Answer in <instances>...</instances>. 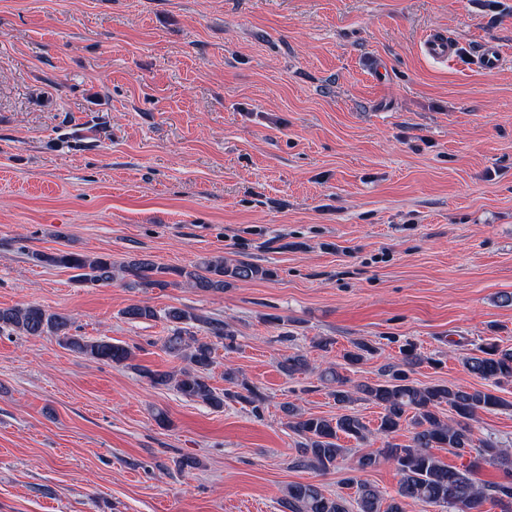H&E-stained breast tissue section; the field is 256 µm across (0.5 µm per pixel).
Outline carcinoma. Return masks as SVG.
Returning a JSON list of instances; mask_svg holds the SVG:
<instances>
[{
  "instance_id": "cac0c4a2",
  "label": "carcinoma",
  "mask_w": 512,
  "mask_h": 512,
  "mask_svg": "<svg viewBox=\"0 0 512 512\" xmlns=\"http://www.w3.org/2000/svg\"><path fill=\"white\" fill-rule=\"evenodd\" d=\"M33 259L50 266L75 271L77 283L86 288L106 285L122 276L130 284L144 289L186 285L202 292L222 291L234 282L264 279L272 270L246 261L234 263L222 255L206 257L190 267H160L146 258L112 261L110 254H88L71 251L33 253ZM131 322L153 321L159 318L155 307L147 302L130 305L123 310ZM170 324V334L163 342L164 350L184 363L174 371L149 368L141 376L153 387H172L191 400L221 409L226 401H235L259 413L265 397L237 371L224 368V380L233 389L217 391L209 383V373L217 364L216 345L224 343L231 350L235 334L221 320L198 315L190 310L173 307L164 312ZM199 325L205 335L199 337L190 327ZM71 319L50 313L38 305L0 308V332L15 331L26 336H56L62 345L89 359L123 364L131 359L132 349L122 343L92 340L70 333ZM375 348L370 342L358 340L344 351L343 360L350 367L359 365ZM401 365L389 369L388 378L380 383H354L337 368L329 365L321 370L322 382L335 386L331 392L343 412L333 418L304 415L295 407H284L288 427L301 438L296 448L295 465L326 473L338 460L351 452L339 444L345 435L364 442L376 432L388 439L407 425L411 427L409 443L386 442L378 455L364 453L357 458L356 470L363 471L384 461L400 474L396 495L385 498L374 486L354 475L343 478V484L356 488V510L343 495L329 497L320 486L312 483L288 485L282 507L288 512H403L402 503L410 500L422 506H443L448 512H480L487 500L512 505V448H504L491 439L474 436L471 421L478 412L512 408V402L496 394L504 383L512 384V350H503L492 342L481 344L477 353L467 358L465 366L476 378L487 383L482 388H452L443 384L423 386L410 376L423 364L436 366L440 361L423 354L411 342L400 349ZM283 368L288 374L310 369L307 357L297 354L286 358ZM370 402L382 409L380 423L371 430L348 406L355 401ZM448 407L450 417L443 415ZM446 448L458 457L472 452L477 457L497 465L507 476L503 482L479 484L471 478L476 462L457 468L450 466L434 452Z\"/></svg>"
}]
</instances>
